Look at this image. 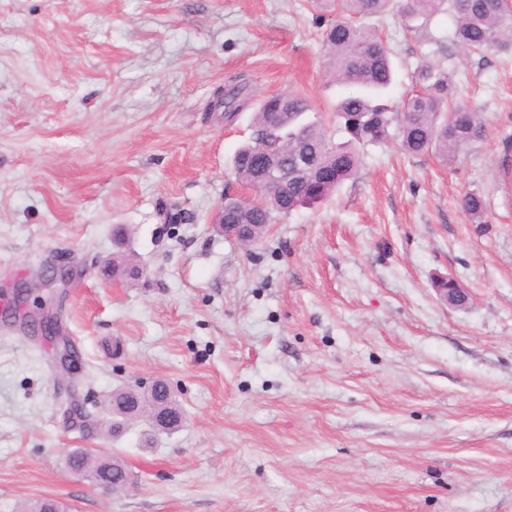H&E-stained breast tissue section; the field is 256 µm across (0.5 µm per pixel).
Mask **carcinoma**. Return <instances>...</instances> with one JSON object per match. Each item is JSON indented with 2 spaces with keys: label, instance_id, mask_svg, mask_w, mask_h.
Returning a JSON list of instances; mask_svg holds the SVG:
<instances>
[{
  "label": "carcinoma",
  "instance_id": "1",
  "mask_svg": "<svg viewBox=\"0 0 512 512\" xmlns=\"http://www.w3.org/2000/svg\"><path fill=\"white\" fill-rule=\"evenodd\" d=\"M313 6L331 7L340 18L328 22L322 34L325 71L329 81L355 85L361 89L336 103V120L347 140L335 143L319 123L304 119L310 111L308 99L300 94L286 98L271 96L260 100L255 109L253 136L235 154L232 164L237 180L251 191L247 196L224 197V219L231 224H247L254 240H261L277 217L303 206L330 198L362 165L365 146L391 136L399 138L409 154L431 150L452 157L482 133L480 113L471 103L455 98L454 76L448 68L431 60L415 70L417 90L401 105L383 97L393 80L390 50L369 24L390 11L399 13L410 31L415 22L428 20L449 7L456 18L453 42L467 53L491 49L512 50V5L508 0H311ZM305 149L312 163L304 180L288 183V193L264 189L257 170L245 164L260 151H275L282 162ZM464 209L474 216L486 208L478 193L462 199ZM116 410L112 431L128 421L124 409L138 406V415L150 417L166 413L175 419L174 428L183 422L176 398L167 393L165 383L157 382L153 392L139 394L132 388L119 389L105 401ZM71 470L85 473L97 484L117 483L131 476L118 462H111L92 451L81 449L67 456ZM21 512H64L56 500L39 499Z\"/></svg>",
  "mask_w": 512,
  "mask_h": 512
}]
</instances>
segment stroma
Here are the masks:
<instances>
[{
    "label": "stroma",
    "instance_id": "35a3bbf8",
    "mask_svg": "<svg viewBox=\"0 0 512 512\" xmlns=\"http://www.w3.org/2000/svg\"><path fill=\"white\" fill-rule=\"evenodd\" d=\"M454 27L388 18L387 96L442 59L481 137L451 160L368 146L329 201L245 248L214 218L243 191L231 159L254 109L209 104L237 83L301 92L342 140L331 108L356 88L327 83L307 0H0V310L49 307L83 367L0 322V512H512V52L463 56ZM118 224L134 278L112 271ZM60 266L69 285H45ZM440 276L466 306L438 299ZM159 380L184 410L173 433L66 416ZM76 448L135 481L103 494L70 474Z\"/></svg>",
    "mask_w": 512,
    "mask_h": 512
}]
</instances>
